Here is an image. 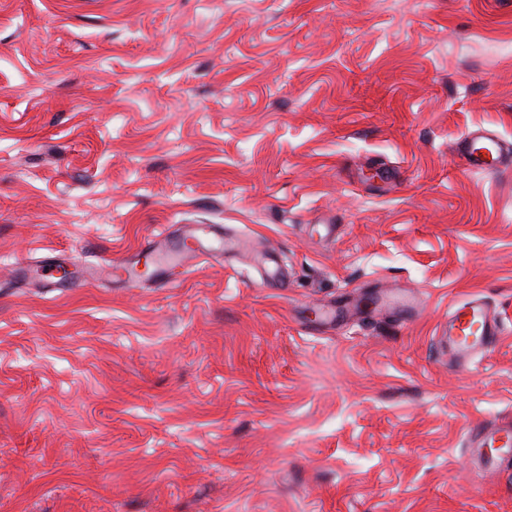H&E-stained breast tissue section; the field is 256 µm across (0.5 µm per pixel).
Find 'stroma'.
Masks as SVG:
<instances>
[{
  "instance_id": "35a3bbf8",
  "label": "stroma",
  "mask_w": 512,
  "mask_h": 512,
  "mask_svg": "<svg viewBox=\"0 0 512 512\" xmlns=\"http://www.w3.org/2000/svg\"><path fill=\"white\" fill-rule=\"evenodd\" d=\"M479 128L512 145V0H0V512H512L468 445L512 417ZM186 224L246 247L85 282ZM473 296L503 330L462 370ZM505 147L494 133L475 130L466 135L457 147L462 166L474 172L490 173L502 163Z\"/></svg>"
}]
</instances>
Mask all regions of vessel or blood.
<instances>
[{
  "label": "vessel or blood",
  "instance_id": "vessel-or-blood-1",
  "mask_svg": "<svg viewBox=\"0 0 512 512\" xmlns=\"http://www.w3.org/2000/svg\"><path fill=\"white\" fill-rule=\"evenodd\" d=\"M505 147L494 133L475 130L466 135L458 144L457 154L462 166L470 171L490 173L502 163ZM147 249L153 250L158 269L184 266L223 254L230 247L218 235L206 233L201 228L186 229L179 237L158 247L147 242ZM501 334V328L483 300L473 297L452 308L448 313V324L443 339L455 363L468 367L475 354L490 346ZM500 442L512 444V420L503 419L493 424L474 429L471 445L483 448Z\"/></svg>",
  "mask_w": 512,
  "mask_h": 512
}]
</instances>
